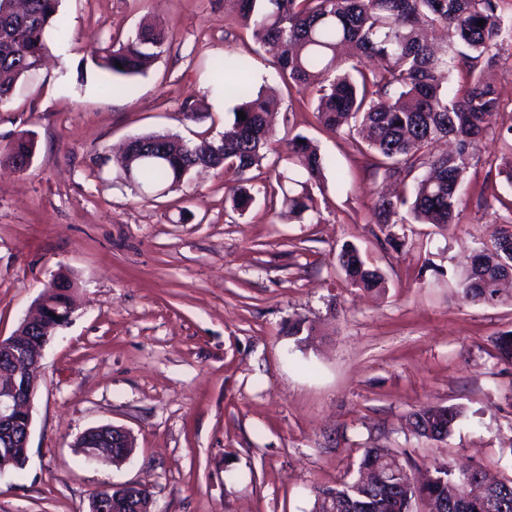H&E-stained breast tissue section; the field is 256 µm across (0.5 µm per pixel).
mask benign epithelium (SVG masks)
Listing matches in <instances>:
<instances>
[{
	"instance_id": "benign-epithelium-1",
	"label": "benign epithelium",
	"mask_w": 512,
	"mask_h": 512,
	"mask_svg": "<svg viewBox=\"0 0 512 512\" xmlns=\"http://www.w3.org/2000/svg\"><path fill=\"white\" fill-rule=\"evenodd\" d=\"M47 306V294L44 293L38 299L35 312L21 320L14 334L7 337L0 335V350L10 352L9 367H0V430L8 436L13 434L16 424H22L20 447L24 448L20 457L11 454L0 456V475L24 466L28 460L26 448L33 426V401L40 384L38 369L46 348L61 330L70 325L75 312V307L72 306L60 314L58 323L48 324L42 319V311ZM35 327L41 329L42 336L32 340L28 333ZM107 431L120 435L127 447H134L133 438L122 427L103 425L89 428L79 434L75 441V447L79 448V453L88 463L97 464L111 460L102 448V439L96 437V434Z\"/></svg>"
}]
</instances>
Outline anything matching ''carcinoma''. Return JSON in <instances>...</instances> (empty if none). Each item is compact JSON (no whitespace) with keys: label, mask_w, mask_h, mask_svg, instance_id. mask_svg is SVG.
I'll use <instances>...</instances> for the list:
<instances>
[{"label":"carcinoma","mask_w":512,"mask_h":512,"mask_svg":"<svg viewBox=\"0 0 512 512\" xmlns=\"http://www.w3.org/2000/svg\"><path fill=\"white\" fill-rule=\"evenodd\" d=\"M242 26L276 53L283 80L303 94L314 88V113L324 126L361 136L363 150L384 177L403 186L397 195L380 196L373 218L377 224H403L409 214L422 224L458 223L460 187L472 166L471 138L486 132L485 120L500 108L493 87L479 64L496 62L492 50L512 42V16L499 10L502 0H236ZM61 0H25L20 14L0 0V108L10 91L47 51L51 30L59 29ZM483 20L485 24L477 25ZM167 33L154 26L112 45L97 65L114 81L146 72L167 43ZM377 62L364 70L362 57ZM224 81V91L240 100L234 119L218 143L202 139L192 145L169 133L133 138L123 154L128 179L154 191L180 187L196 168H223L237 174L225 200L244 211L254 200L245 174L274 152L278 160L301 170L305 181L276 174L282 193L280 216L299 221L318 211L312 185L324 176L326 161L316 145L297 134L278 151L269 116L278 102L254 92L246 62L230 55L211 65ZM454 138L455 151L433 155L430 147ZM34 150V140L21 136L9 147L6 161ZM425 174L408 185L413 173ZM337 262L350 285L367 291L384 288L379 270L370 267L358 249L345 243ZM512 275V224L494 229L490 242L473 255L458 279L464 296L496 304L506 299L500 282ZM52 313H63L73 302V284L60 280L48 295ZM317 328L304 318L288 320V335L312 336ZM464 418L457 406L423 407L410 416L418 438L440 441ZM468 467L437 465L419 485L407 461L387 448H366L357 476L336 486L315 490L312 512H414L424 498L446 503V512H512V476L481 491L472 485Z\"/></svg>","instance_id":"1"}]
</instances>
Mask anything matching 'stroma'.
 Returning <instances> with one entry per match:
<instances>
[{
	"label": "stroma",
	"instance_id": "35a3bbf8",
	"mask_svg": "<svg viewBox=\"0 0 512 512\" xmlns=\"http://www.w3.org/2000/svg\"><path fill=\"white\" fill-rule=\"evenodd\" d=\"M233 0H61L47 59L0 108V154L23 133L26 171L0 163V334L8 336L45 285L75 284L70 326L47 347L25 467L0 475V512H89L102 486L136 483L152 512H310L317 487L347 482L363 449L402 453L413 473L442 462L512 475V364L495 340L512 331V300L465 299L457 278L494 225L486 199H512L491 171L512 125V47L485 78L500 98L490 135L463 183L460 223L442 228L371 221L382 177L356 141L317 123L316 91H287L272 58L240 26ZM163 22L168 45L146 74L102 89L94 61L142 21ZM249 60L255 88L276 94L277 136L300 134L328 162L320 216L280 219L265 195L271 160L250 170L255 201L224 203L234 174L207 169L145 196L115 158L153 132L220 141L234 118L209 61ZM197 106L200 119L183 112ZM355 245L384 292L347 283L336 254ZM318 333L300 343L289 319ZM458 405L445 441L415 437L425 406ZM102 425L131 431L120 464L85 465L73 446Z\"/></svg>",
	"mask_w": 512,
	"mask_h": 512
}]
</instances>
